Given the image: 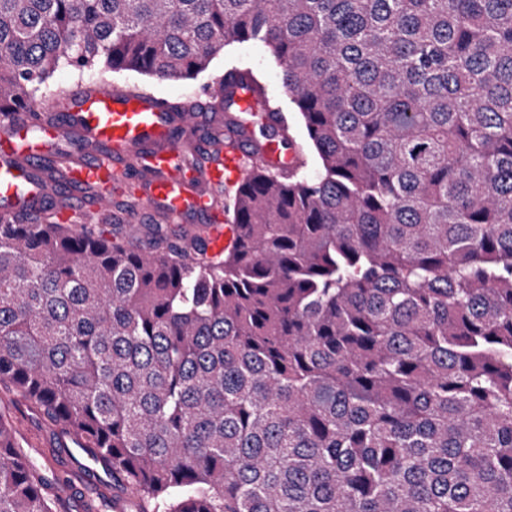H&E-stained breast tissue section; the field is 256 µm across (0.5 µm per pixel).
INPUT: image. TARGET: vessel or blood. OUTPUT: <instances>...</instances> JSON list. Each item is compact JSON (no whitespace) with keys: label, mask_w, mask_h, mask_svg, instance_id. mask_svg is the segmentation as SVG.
<instances>
[{"label":"vessel or blood","mask_w":512,"mask_h":512,"mask_svg":"<svg viewBox=\"0 0 512 512\" xmlns=\"http://www.w3.org/2000/svg\"><path fill=\"white\" fill-rule=\"evenodd\" d=\"M228 96L238 107L230 125L222 115ZM261 109L239 87L216 91L195 112L109 83L51 93L39 111L0 119V219L50 206L62 216L112 212L133 183L139 204L119 212L120 222L189 223L211 211L213 186L242 179Z\"/></svg>","instance_id":"1"}]
</instances>
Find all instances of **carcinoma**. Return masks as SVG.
Returning <instances> with one entry per match:
<instances>
[{
    "label": "carcinoma",
    "instance_id": "obj_1",
    "mask_svg": "<svg viewBox=\"0 0 512 512\" xmlns=\"http://www.w3.org/2000/svg\"><path fill=\"white\" fill-rule=\"evenodd\" d=\"M250 42L319 170L252 134L234 245L192 260L0 221V383L82 434L105 508L512 512V0H0V110ZM57 484L0 417V512Z\"/></svg>",
    "mask_w": 512,
    "mask_h": 512
}]
</instances>
